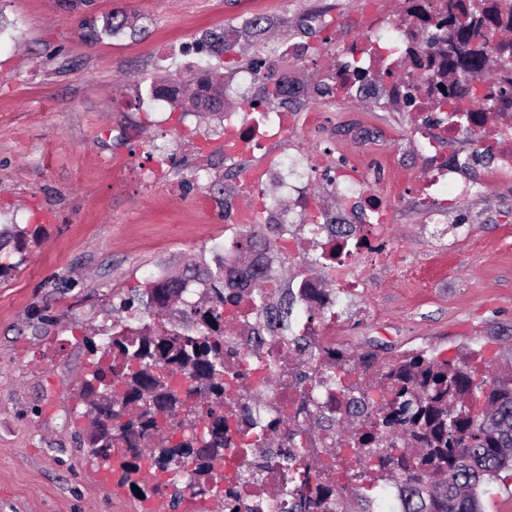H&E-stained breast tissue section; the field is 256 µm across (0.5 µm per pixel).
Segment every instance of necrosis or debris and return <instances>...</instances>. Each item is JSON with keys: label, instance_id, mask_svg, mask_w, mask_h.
Here are the masks:
<instances>
[{"label": "necrosis or debris", "instance_id": "1", "mask_svg": "<svg viewBox=\"0 0 512 512\" xmlns=\"http://www.w3.org/2000/svg\"><path fill=\"white\" fill-rule=\"evenodd\" d=\"M431 54V49L416 42L404 24L377 19L365 37L346 49L336 68L322 76L323 85L331 89L324 107H295L299 92L288 83L276 102L261 107L244 102L245 118L237 119L232 113H225L224 163L234 173L236 186L251 196L248 209H225V223L242 227L258 223L262 218L271 224L284 223V215L264 193V184L273 178L284 180L288 192L305 207L314 180L322 179L328 191L342 195L361 217L357 231L348 235L341 234L336 225L327 226L320 247L338 288L348 297L358 298L367 286L365 269L384 264L390 252L383 230L395 220L396 200L413 198L434 221L447 217L445 199L462 201L483 188L485 173L512 179V120L503 123L489 120L488 131L478 135L472 126L450 121L447 112L434 111L430 100L437 97V87L434 82L422 80L420 68L421 62L427 61ZM366 94L376 98L383 112L397 97L412 96L411 107L419 116L417 123L377 126L361 120L351 124L350 133L376 164L387 167L399 164L407 153L430 160L431 165L421 181L394 180L375 190L370 186L368 170H356L354 164L341 158L331 170L321 172L320 158L335 150L334 130L344 121L349 102ZM297 125L318 130L319 140L311 146H295L290 153L281 151L280 143L287 140ZM474 136L479 143L466 163L437 161L438 152L470 141ZM293 291L303 309L318 308L320 325L315 328L307 321L299 324L295 335L301 343L292 357L257 368L251 359L247 337L224 339V356L230 361L224 372L227 384L224 413L230 424H237L244 410L253 406L239 392L238 378L275 380L262 409L265 415L278 417L280 423L277 444L266 453L261 480L252 482L247 478L254 457L248 446V435L237 431L232 434L233 447L225 449L218 466L225 485L238 490L241 502L254 512L265 508L268 486L280 481L279 450L288 446L291 433L307 429L306 451L311 455L336 444L335 427L317 423L321 403L335 401L338 395L335 384L319 371L306 380L300 379L298 372L305 363L314 362L328 350L337 348L353 312L343 307L335 295L324 293L309 280L297 281Z\"/></svg>", "mask_w": 512, "mask_h": 512}]
</instances>
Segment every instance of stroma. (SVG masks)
I'll return each instance as SVG.
<instances>
[{"label": "stroma", "mask_w": 512, "mask_h": 512, "mask_svg": "<svg viewBox=\"0 0 512 512\" xmlns=\"http://www.w3.org/2000/svg\"><path fill=\"white\" fill-rule=\"evenodd\" d=\"M319 0H0V224L26 232L14 267L0 278V512H136L137 497L112 493L85 444L91 417L79 394L94 360L88 337L149 317L115 312L151 275L188 261L216 268L224 224V124L170 111L152 85L166 74L195 81L217 67L235 84L263 44L307 42L310 60L277 68L319 105L317 75L335 65L367 14L400 17L405 0H335L318 28ZM135 15L133 28L90 42L85 18ZM271 27L263 42L241 38L254 15ZM239 36L222 58L203 51L210 32ZM165 145L181 195L142 184L152 144ZM385 229L398 259L371 271L370 314L352 327L353 355L387 358L424 349L448 358L479 351L512 356V181L450 204L443 234L412 198L394 205ZM278 283L337 284L309 228L270 224Z\"/></svg>", "instance_id": "stroma-1"}]
</instances>
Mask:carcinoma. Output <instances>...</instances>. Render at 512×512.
<instances>
[{
	"label": "carcinoma",
	"mask_w": 512,
	"mask_h": 512,
	"mask_svg": "<svg viewBox=\"0 0 512 512\" xmlns=\"http://www.w3.org/2000/svg\"><path fill=\"white\" fill-rule=\"evenodd\" d=\"M501 0H448L441 8L436 0H407L406 24L417 32L453 24L462 59H448L437 72L448 92L438 107L450 112L460 108L453 102L460 72L491 73L490 58L512 56V40L495 39L503 10ZM133 27L123 13L93 22L85 36L112 35ZM155 98L170 105L180 104L186 112L203 110L223 113L224 86L201 76L195 83L170 87L162 82L154 88ZM270 239L259 233V225L242 230L236 249L242 254L271 250ZM191 277L203 285L195 301L177 309L188 326L181 333L165 326L164 318L175 300L186 292V280L163 276L143 289L146 306L155 310L159 323L149 324L129 340L112 343L119 359L99 358L81 383V396L94 410V424L87 447L97 458H112L119 442L129 444L120 466L126 476L141 470L145 451L133 445L136 436L156 437L162 431L160 414L174 415L185 400L204 396L197 419L183 426L177 450L160 449L162 469L179 470L181 458L196 454L188 473L186 490H211L220 499L222 512H240V506L213 479L216 465L224 459V323L234 315L224 307L242 300L253 304L255 329L252 353L259 357L266 344L254 325L269 318L278 320L279 339L290 345L287 331L294 300L284 290L254 292L259 273L255 263L236 265L243 295L224 291V268L213 272L187 266ZM356 367L349 353L338 350L324 358L323 371L336 378L346 406L361 405L352 412L356 432L346 440L357 444L354 463L347 466L345 493L376 479L391 482L403 500L404 512H484L483 486L495 481L503 470L512 469V376L500 377L481 354L438 359L423 350L405 352L381 362L375 373L383 398L374 401L358 384H345L341 372ZM304 442L283 450L281 491L293 499L288 512L310 505L317 512H338L339 501L329 485L311 486L309 479L297 481L295 463L304 455ZM130 489L141 495L154 494L174 509L180 502L179 489L170 483L128 480Z\"/></svg>",
	"instance_id": "1"
}]
</instances>
